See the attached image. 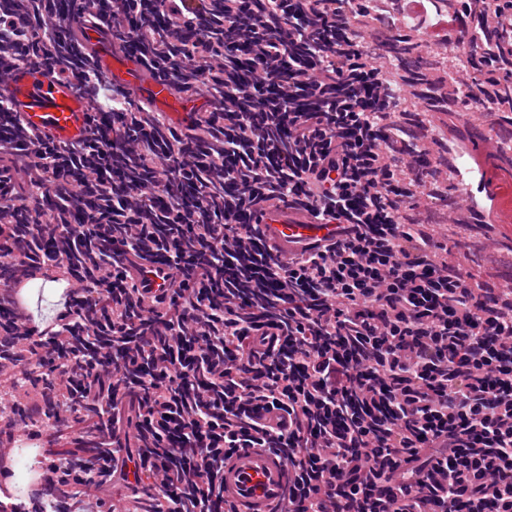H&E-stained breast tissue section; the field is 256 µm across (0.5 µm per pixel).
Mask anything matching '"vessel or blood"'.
<instances>
[{
    "instance_id": "vessel-or-blood-1",
    "label": "vessel or blood",
    "mask_w": 512,
    "mask_h": 512,
    "mask_svg": "<svg viewBox=\"0 0 512 512\" xmlns=\"http://www.w3.org/2000/svg\"><path fill=\"white\" fill-rule=\"evenodd\" d=\"M88 43L96 55L97 65L114 81L124 84L138 98L172 110L176 123L187 124L185 98L176 96L160 80L146 81L138 54L115 53L111 44L97 30H89ZM75 77H63L42 67L19 64L10 71L4 96L21 125L54 142L76 141L84 137L94 120L82 99L75 96ZM482 154L491 156L499 170L508 173L505 181L491 183L498 197H512V156L503 155L499 138L483 126L472 128ZM265 244L281 256L300 247L318 248L336 235L332 224H318L302 215L273 210L261 219ZM133 268L148 271L145 287L153 294L172 288L176 280L173 269L156 261L133 260ZM288 473L285 460L259 448H240L224 461V498L233 512H278L282 503Z\"/></svg>"
}]
</instances>
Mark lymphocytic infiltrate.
Masks as SVG:
<instances>
[{
  "mask_svg": "<svg viewBox=\"0 0 512 512\" xmlns=\"http://www.w3.org/2000/svg\"><path fill=\"white\" fill-rule=\"evenodd\" d=\"M75 2L0 0V82L11 63L80 75L108 121L56 143L0 107V387L29 383L42 419L13 424L41 455L21 493L0 453V512H56L60 484L69 512H224L236 448L287 461L280 512H512V289L474 286L399 192L412 116L356 31L366 0ZM426 2L419 33L445 17L456 46L512 58V0ZM88 27L208 108L184 129L134 98L95 68ZM455 177L493 218L485 171ZM281 206L336 240L266 250L253 219ZM156 255L177 274L165 300L127 269ZM53 268L38 319L25 291Z\"/></svg>",
  "mask_w": 512,
  "mask_h": 512,
  "instance_id": "obj_1",
  "label": "lymphocytic infiltrate"
}]
</instances>
